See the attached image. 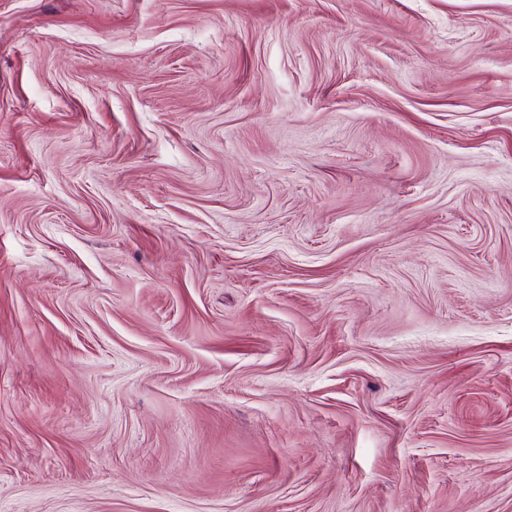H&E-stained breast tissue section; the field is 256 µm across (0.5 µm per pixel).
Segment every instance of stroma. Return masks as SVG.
<instances>
[{
  "label": "stroma",
  "instance_id": "1",
  "mask_svg": "<svg viewBox=\"0 0 512 512\" xmlns=\"http://www.w3.org/2000/svg\"><path fill=\"white\" fill-rule=\"evenodd\" d=\"M0 512H512V0H0Z\"/></svg>",
  "mask_w": 512,
  "mask_h": 512
}]
</instances>
